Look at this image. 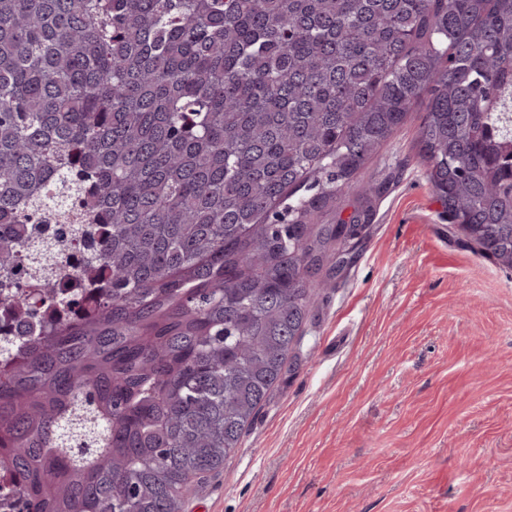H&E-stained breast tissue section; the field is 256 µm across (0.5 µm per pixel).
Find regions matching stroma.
Returning <instances> with one entry per match:
<instances>
[{
  "mask_svg": "<svg viewBox=\"0 0 512 512\" xmlns=\"http://www.w3.org/2000/svg\"><path fill=\"white\" fill-rule=\"evenodd\" d=\"M412 113L291 369L186 512H512V270L448 223Z\"/></svg>",
  "mask_w": 512,
  "mask_h": 512,
  "instance_id": "1",
  "label": "stroma"
}]
</instances>
